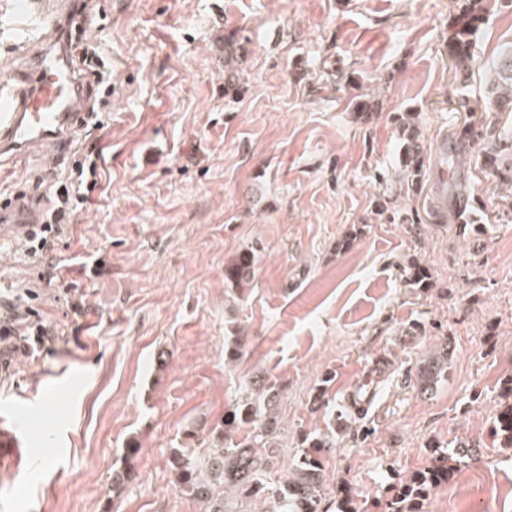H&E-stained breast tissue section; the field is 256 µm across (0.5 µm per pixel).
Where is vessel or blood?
<instances>
[{
    "mask_svg": "<svg viewBox=\"0 0 512 512\" xmlns=\"http://www.w3.org/2000/svg\"><path fill=\"white\" fill-rule=\"evenodd\" d=\"M17 19L20 27L47 29L51 36L33 49L28 69L0 84V158L35 160L40 179H52L90 120L89 79L70 53L72 33L86 28L78 0H65L59 10L23 11ZM47 206L20 197L0 204V234L29 235L43 223Z\"/></svg>",
    "mask_w": 512,
    "mask_h": 512,
    "instance_id": "b4317fda",
    "label": "vessel or blood"
}]
</instances>
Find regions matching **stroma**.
<instances>
[{"label": "stroma", "mask_w": 512, "mask_h": 512, "mask_svg": "<svg viewBox=\"0 0 512 512\" xmlns=\"http://www.w3.org/2000/svg\"><path fill=\"white\" fill-rule=\"evenodd\" d=\"M464 2L92 0L87 40L112 78L88 87L109 102L100 185L53 238L52 261L0 237V306L18 308L0 417L22 448L0 469V512H199L169 460L202 456L257 375L280 392L272 481L301 433L328 431L332 406L371 394L363 433L337 431L325 458L326 512L347 496L383 512L432 444L460 440L476 455L415 512H512V452L492 439L512 379V222L408 223L423 199L399 182L400 113H418L429 157L493 113L481 73L456 77L448 60ZM27 39L0 16V74L27 68ZM510 39L503 6L478 59ZM359 94L370 115L353 111ZM470 178L474 204L512 213L479 161ZM247 248L255 277L230 292L224 270ZM415 263L430 287L408 281ZM37 324L51 339L31 350ZM240 336L242 357L226 363ZM444 338L446 376L420 395L415 370ZM320 387L329 406L317 410Z\"/></svg>", "instance_id": "obj_1"}]
</instances>
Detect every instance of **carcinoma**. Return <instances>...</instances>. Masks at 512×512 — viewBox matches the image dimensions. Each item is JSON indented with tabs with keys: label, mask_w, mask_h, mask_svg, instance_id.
<instances>
[{
	"label": "carcinoma",
	"mask_w": 512,
	"mask_h": 512,
	"mask_svg": "<svg viewBox=\"0 0 512 512\" xmlns=\"http://www.w3.org/2000/svg\"><path fill=\"white\" fill-rule=\"evenodd\" d=\"M484 24V12L469 7L448 35V56L456 75L466 76L475 66L472 48ZM484 90L494 111L512 113V42L500 45L497 54L484 68ZM402 144L399 151L402 181L407 192L418 193L425 180L427 158L420 145V133L412 114L399 115ZM477 152L481 166L494 176L497 184L512 189V129L492 118L474 129L455 131L453 145L438 163L448 168V185L427 200L428 217L440 218L448 213L453 223L470 220L465 202L471 152ZM257 254L250 248L238 253L224 270L230 284L240 287L254 277ZM450 344L446 341L430 351L416 370L415 388L425 394L434 389L448 368ZM250 396L236 401L224 421L213 433L203 457L171 460L179 489L200 505L201 512H237L246 503L262 505V512H318L325 491L324 455L336 447L330 433L300 435L292 468L277 483L266 480L267 460L260 449L270 447V439L278 433L280 419L275 412L279 401L276 385L264 376L249 382ZM501 411L497 414L493 437L501 448H512V389L501 395ZM473 457L471 445L463 443L453 449L435 453L432 465L402 480L397 493L386 505L388 512H404L405 502L424 494L430 487L448 479L455 465Z\"/></svg>",
	"instance_id": "cac0c4a2"
}]
</instances>
